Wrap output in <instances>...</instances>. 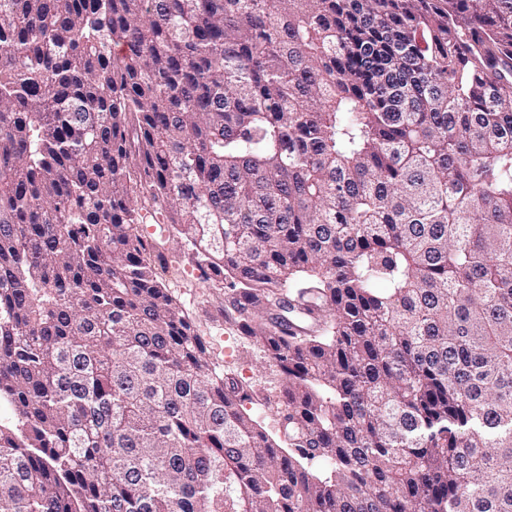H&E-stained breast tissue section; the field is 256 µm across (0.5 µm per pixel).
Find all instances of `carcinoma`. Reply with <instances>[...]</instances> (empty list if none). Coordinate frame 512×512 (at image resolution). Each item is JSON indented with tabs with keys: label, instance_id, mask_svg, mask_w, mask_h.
I'll return each mask as SVG.
<instances>
[{
	"label": "carcinoma",
	"instance_id": "carcinoma-1",
	"mask_svg": "<svg viewBox=\"0 0 512 512\" xmlns=\"http://www.w3.org/2000/svg\"><path fill=\"white\" fill-rule=\"evenodd\" d=\"M0 512H512V0H0ZM188 252V246L171 240L164 246L170 266L179 268L178 274L166 276L165 286L188 315L217 368L264 389L273 401L279 392L275 367L262 346L237 329V315L225 306V284L204 281Z\"/></svg>",
	"mask_w": 512,
	"mask_h": 512
}]
</instances>
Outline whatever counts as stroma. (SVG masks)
Wrapping results in <instances>:
<instances>
[{
    "mask_svg": "<svg viewBox=\"0 0 512 512\" xmlns=\"http://www.w3.org/2000/svg\"><path fill=\"white\" fill-rule=\"evenodd\" d=\"M164 253L175 268L165 285L188 315L217 368L264 389L268 395H277V373L262 346L238 330L236 314L225 306L224 285L203 280L187 248L171 241Z\"/></svg>",
    "mask_w": 512,
    "mask_h": 512,
    "instance_id": "obj_1",
    "label": "stroma"
}]
</instances>
